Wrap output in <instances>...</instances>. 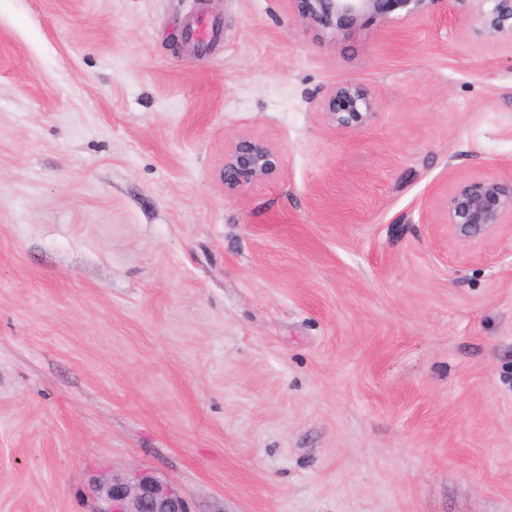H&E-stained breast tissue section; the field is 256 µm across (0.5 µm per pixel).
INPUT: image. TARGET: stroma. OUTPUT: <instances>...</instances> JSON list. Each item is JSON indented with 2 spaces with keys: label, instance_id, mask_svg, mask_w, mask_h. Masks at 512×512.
I'll return each mask as SVG.
<instances>
[{
  "label": "stroma",
  "instance_id": "1",
  "mask_svg": "<svg viewBox=\"0 0 512 512\" xmlns=\"http://www.w3.org/2000/svg\"><path fill=\"white\" fill-rule=\"evenodd\" d=\"M510 57L449 0H0V512L136 466L194 512H512V223H443L512 175ZM244 134L283 169L228 197ZM304 20L343 31L367 21L385 25L395 12L406 20L428 15L436 0H296ZM377 106L371 92L354 80L337 83L317 103L325 123L341 134H352L366 128ZM512 222V176L484 175L456 184L447 194L445 224L464 240L491 235Z\"/></svg>",
  "mask_w": 512,
  "mask_h": 512
}]
</instances>
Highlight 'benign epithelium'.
I'll list each match as a JSON object with an SVG mask.
<instances>
[{"label": "benign epithelium", "instance_id": "benign-epithelium-1", "mask_svg": "<svg viewBox=\"0 0 512 512\" xmlns=\"http://www.w3.org/2000/svg\"><path fill=\"white\" fill-rule=\"evenodd\" d=\"M302 18L325 29L343 31L367 21L388 24L398 12L406 20L428 15L437 0H298ZM454 14L480 35L512 43V0H449ZM325 123L341 134L366 128L377 101L361 83L344 80L318 101ZM282 169L280 155L265 140L242 136L224 156V193L239 195L249 184ZM512 217V177L484 175L456 184L447 194L445 223L464 240L491 235ZM92 512H193L181 489L150 470L133 467L102 472L90 484Z\"/></svg>", "mask_w": 512, "mask_h": 512}]
</instances>
